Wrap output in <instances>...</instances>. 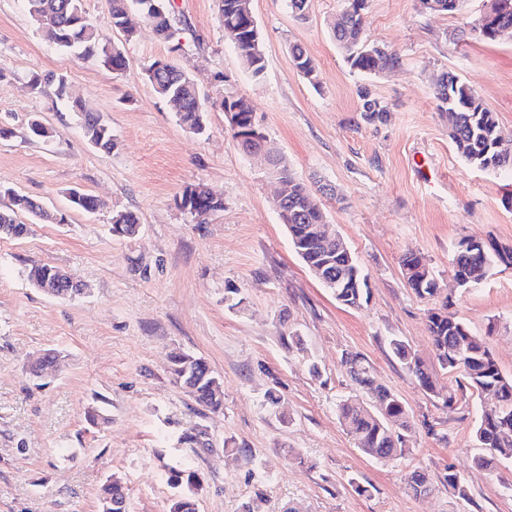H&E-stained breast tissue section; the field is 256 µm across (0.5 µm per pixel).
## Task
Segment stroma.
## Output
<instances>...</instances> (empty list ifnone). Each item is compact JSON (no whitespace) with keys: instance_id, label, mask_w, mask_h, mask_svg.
Listing matches in <instances>:
<instances>
[{"instance_id":"obj_1","label":"stroma","mask_w":512,"mask_h":512,"mask_svg":"<svg viewBox=\"0 0 512 512\" xmlns=\"http://www.w3.org/2000/svg\"><path fill=\"white\" fill-rule=\"evenodd\" d=\"M181 50L170 54L138 13L125 39L105 24L106 0H83L87 18L122 44L126 69L114 73L96 58L59 49L34 26L24 0H0V207L10 193L39 199L56 215L34 223L21 239L0 237V512H98V493L111 476L128 492L130 512H167L168 469L197 471L198 512H241L263 495V512H512V460L492 470L474 465L473 439L486 400L460 390V376L433 365L426 314L433 301L408 288L402 254L424 256L448 294L452 312L484 339L504 376L512 377V270L495 269L478 288L456 284L451 261L464 237L512 245V170L479 172L464 165L438 111L432 87L451 71L470 85L512 136V38L494 41L471 27L489 0H466L453 14L431 13L419 0H370L368 41L397 53L399 66L354 71L332 39L330 21L345 0H312L306 18L284 0H252L265 53L253 79L224 31L219 0H172ZM313 59L318 85L295 68L292 44ZM172 58L212 100L207 130L180 124L144 69ZM65 76L74 93L109 122L117 146L87 143L74 113L57 109L53 86L31 94V72ZM228 76L253 108V121L309 186H335L326 220L368 277L370 300L339 305L294 251L273 206L275 177L263 157L244 153L215 104ZM387 103L386 121L362 122L359 87ZM52 128L46 143L24 140L32 119ZM201 183L222 197V210L199 224L175 197ZM97 196L92 213L71 207L70 188ZM116 211L135 213L140 232L113 236ZM47 262L87 284V293L59 299L27 279ZM238 292L241 310L224 300ZM308 340L320 365L312 376L288 349V335ZM400 337L434 368L437 385L458 390L454 408L426 394L394 359ZM57 366L36 378L33 357L45 351ZM191 351L224 381V410L199 407L169 372V356ZM358 352L372 375L401 398L409 415L410 451L376 460L355 448L336 414L358 388L340 364ZM275 389L290 419L281 423L263 404ZM96 407L109 425L87 421ZM205 429L204 448L180 444ZM235 443L236 452L224 449ZM454 465L470 488L456 498L443 483ZM431 490L414 496L413 470ZM371 485L357 495L353 483Z\"/></svg>"}]
</instances>
